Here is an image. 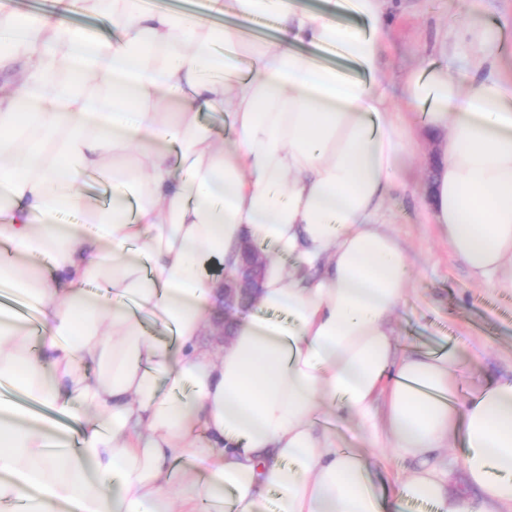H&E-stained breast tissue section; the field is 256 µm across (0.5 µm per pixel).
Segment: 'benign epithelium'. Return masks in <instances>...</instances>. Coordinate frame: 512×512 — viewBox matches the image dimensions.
I'll return each instance as SVG.
<instances>
[{
    "instance_id": "obj_1",
    "label": "benign epithelium",
    "mask_w": 512,
    "mask_h": 512,
    "mask_svg": "<svg viewBox=\"0 0 512 512\" xmlns=\"http://www.w3.org/2000/svg\"><path fill=\"white\" fill-rule=\"evenodd\" d=\"M267 262L268 255L263 252V248L248 245L241 253L237 267L230 271L217 258L205 263L204 270L207 275L220 281L217 324L222 329L224 340L230 338L226 324L236 313L257 302L261 276Z\"/></svg>"
}]
</instances>
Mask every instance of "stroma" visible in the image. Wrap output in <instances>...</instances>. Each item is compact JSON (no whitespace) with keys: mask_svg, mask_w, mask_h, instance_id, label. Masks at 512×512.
<instances>
[{"mask_svg":"<svg viewBox=\"0 0 512 512\" xmlns=\"http://www.w3.org/2000/svg\"><path fill=\"white\" fill-rule=\"evenodd\" d=\"M469 11L512 24V0H393L389 48L381 61L392 97L400 96L404 76L441 42H459L452 20ZM421 140L420 153L407 162L386 203L388 228L404 247L415 279L398 311L399 342L463 345L470 357L458 382L463 400L475 383L512 373V290L477 284L437 226L425 223L438 141L426 134Z\"/></svg>","mask_w":512,"mask_h":512,"instance_id":"obj_1","label":"stroma"}]
</instances>
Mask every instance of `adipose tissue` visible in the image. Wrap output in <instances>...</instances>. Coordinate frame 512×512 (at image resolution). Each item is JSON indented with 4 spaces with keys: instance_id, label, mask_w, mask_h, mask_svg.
<instances>
[{
    "instance_id": "obj_1",
    "label": "adipose tissue",
    "mask_w": 512,
    "mask_h": 512,
    "mask_svg": "<svg viewBox=\"0 0 512 512\" xmlns=\"http://www.w3.org/2000/svg\"><path fill=\"white\" fill-rule=\"evenodd\" d=\"M119 39L0 0V512H386L372 483L387 444L413 471L396 506L512 512V376L459 402L454 346L400 347L413 273L386 201L419 142L380 89L390 0H209L275 18L271 44L143 0H57ZM466 80L432 63L406 111L440 137L430 223L480 282L512 288V80L503 35L460 21ZM336 49L358 75L313 63ZM105 176L100 204L83 191ZM269 247L254 309L201 343L244 241ZM81 422L78 439L27 401ZM342 411L369 451L337 447ZM463 443L468 493L443 449Z\"/></svg>"
}]
</instances>
